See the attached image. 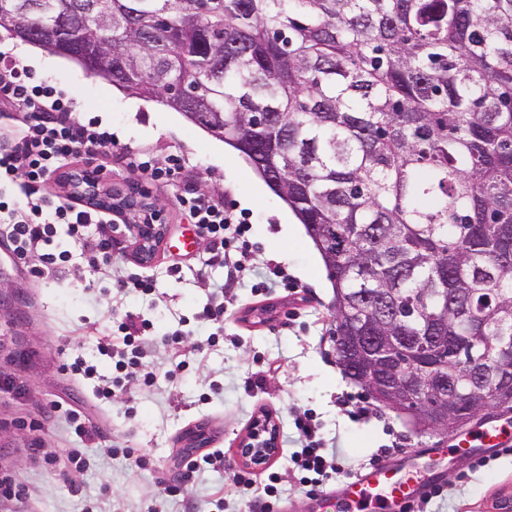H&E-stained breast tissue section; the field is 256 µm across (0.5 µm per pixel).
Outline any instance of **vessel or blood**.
<instances>
[{
    "mask_svg": "<svg viewBox=\"0 0 512 512\" xmlns=\"http://www.w3.org/2000/svg\"><path fill=\"white\" fill-rule=\"evenodd\" d=\"M427 491V486L409 484L389 469L374 468L347 483L346 496L338 509L339 512H364L372 501L379 512H407Z\"/></svg>",
    "mask_w": 512,
    "mask_h": 512,
    "instance_id": "obj_1",
    "label": "vessel or blood"
}]
</instances>
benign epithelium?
Returning a JSON list of instances; mask_svg holds the SVG:
<instances>
[{
  "instance_id": "7a95c632",
  "label": "benign epithelium",
  "mask_w": 512,
  "mask_h": 512,
  "mask_svg": "<svg viewBox=\"0 0 512 512\" xmlns=\"http://www.w3.org/2000/svg\"><path fill=\"white\" fill-rule=\"evenodd\" d=\"M66 185L91 204L110 206L118 201L124 207L134 209L142 204L136 195L115 193L87 174L68 177ZM135 229V256L140 262L148 263L163 243L167 227L164 224H139ZM402 340L401 336H345L337 344L338 359L350 366L358 384L388 407L407 414L424 431L455 434L487 416L490 407L476 408L475 396L470 392L448 400V394L455 390L454 382L433 364L442 346L440 337H413L410 354L416 360V370L395 360V350ZM471 366L482 375V380L496 383L495 402L512 401V380L500 379L495 370L486 368L479 361H472ZM277 444V425L272 416L266 414L251 427L239 453L245 464L260 466L276 456Z\"/></svg>"
}]
</instances>
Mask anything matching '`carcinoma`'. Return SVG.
Wrapping results in <instances>:
<instances>
[{
  "instance_id": "cac0c4a2",
  "label": "carcinoma",
  "mask_w": 512,
  "mask_h": 512,
  "mask_svg": "<svg viewBox=\"0 0 512 512\" xmlns=\"http://www.w3.org/2000/svg\"><path fill=\"white\" fill-rule=\"evenodd\" d=\"M25 2L0 28L64 15L102 79L222 118L329 252L336 336H475L512 375V0Z\"/></svg>"
}]
</instances>
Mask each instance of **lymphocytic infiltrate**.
<instances>
[{
    "mask_svg": "<svg viewBox=\"0 0 512 512\" xmlns=\"http://www.w3.org/2000/svg\"><path fill=\"white\" fill-rule=\"evenodd\" d=\"M4 114L11 116L14 125L9 136H0V237L6 239L16 258L40 255L41 264L34 270L36 277L53 275L58 265L70 258L69 251L48 250L56 225L67 226L72 242L88 264L108 267L112 264V241L101 235V225L125 220L134 224L165 223L161 209L149 202L129 215L121 208L85 207L73 194L47 193L46 183L51 175L69 164L90 166L114 156L112 133L96 120H81L74 98L55 86L36 81L23 59L0 50V115ZM125 164L130 173L151 181L187 179L186 167L176 157L161 167L150 155L138 153L126 156ZM177 203L199 234L219 241L223 250L231 246L239 251L240 261L227 273L228 284L237 283L250 256L246 219L236 217L220 197L203 190L185 189ZM223 250L214 254V262H223ZM119 330L120 341L106 339L100 343V351L111 356L116 343L130 347L132 358L118 360L117 369L125 371L127 378L139 376L144 385H152L154 374L142 372L136 358L143 340L135 323H120ZM296 428L300 448L291 456L296 468L320 480L335 474L336 455L323 448L315 428L304 421L297 422Z\"/></svg>",
    "mask_w": 512,
    "mask_h": 512,
    "instance_id": "1",
    "label": "lymphocytic infiltrate"
}]
</instances>
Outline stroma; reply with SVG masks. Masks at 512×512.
<instances>
[{
    "label": "stroma",
    "mask_w": 512,
    "mask_h": 512,
    "mask_svg": "<svg viewBox=\"0 0 512 512\" xmlns=\"http://www.w3.org/2000/svg\"><path fill=\"white\" fill-rule=\"evenodd\" d=\"M0 49L22 54L37 80L67 91L82 119L110 126L119 148L146 152L158 163L180 157L194 172L197 188L221 196L250 225L246 238L257 270L231 289L222 325L197 314L224 281V270L209 266L212 245L199 236L176 207L179 186L134 184L120 164L103 177L112 186L148 192L169 226L166 243L148 265L133 263L134 229L112 227V269L90 267L81 258L62 264L42 279L32 270L38 255L9 259L0 242V375L23 388L0 393V478L12 476L33 490L29 503L12 512H327V496L343 495L348 481L365 469H397L407 453L433 449L419 475L438 481L442 494L429 512H500L512 496V454L491 448L457 453L446 437L415 428L375 400L345 374L336 355L330 305L334 291L321 256L302 224L266 185L249 162L223 141L156 101L126 96L75 62L55 57L43 66L42 48L24 45L0 29ZM286 268L285 288L265 289L263 267ZM136 273L152 279L143 296L121 290L120 278ZM149 323L146 360L156 371L145 388L131 381L108 403L94 396V381H79L67 369L83 359L100 378L112 375V361L98 350L113 332L114 313ZM181 331L182 344L168 334ZM182 362L176 374L171 363ZM80 410L97 431L96 446L84 448L86 469L77 471L60 455L70 447L55 404ZM270 412L278 425L277 455L266 465H244L238 448L255 418ZM312 419L325 447L335 449L338 474L309 487L290 456L297 448L295 421ZM205 431L207 445L224 451V467L214 472L184 467L187 435ZM133 449L145 466L103 448ZM56 457L53 466L44 456ZM186 494L171 501L164 484Z\"/></svg>",
    "instance_id": "stroma-1"
}]
</instances>
